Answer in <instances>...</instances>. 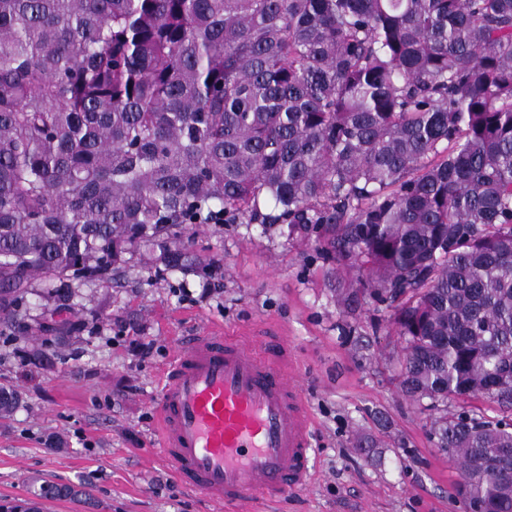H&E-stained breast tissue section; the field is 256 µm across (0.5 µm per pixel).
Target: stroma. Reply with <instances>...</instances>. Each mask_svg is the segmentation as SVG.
<instances>
[{
	"instance_id": "35a3bbf8",
	"label": "stroma",
	"mask_w": 512,
	"mask_h": 512,
	"mask_svg": "<svg viewBox=\"0 0 512 512\" xmlns=\"http://www.w3.org/2000/svg\"><path fill=\"white\" fill-rule=\"evenodd\" d=\"M189 235L172 244L181 270L161 275L159 250L143 246L120 279L76 289L67 335L39 280L23 303L25 332L0 324V386L22 396L0 419V503L29 498L39 478L86 492L43 512H215L162 455L155 413L181 340L209 325L286 337L315 417L312 483L256 512H464L459 469L430 426L445 410L497 417L498 405L408 397L391 309L365 296L347 305L353 274L336 271L321 242L238 219ZM36 349L46 361H31Z\"/></svg>"
}]
</instances>
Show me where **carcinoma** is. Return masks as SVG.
Segmentation results:
<instances>
[{
  "instance_id": "1",
  "label": "carcinoma",
  "mask_w": 512,
  "mask_h": 512,
  "mask_svg": "<svg viewBox=\"0 0 512 512\" xmlns=\"http://www.w3.org/2000/svg\"><path fill=\"white\" fill-rule=\"evenodd\" d=\"M238 217L368 264L408 396L512 410V0H0V322L38 277L60 315L134 248L174 271L190 225ZM19 404L0 387V418ZM430 434L466 512H512V419Z\"/></svg>"
}]
</instances>
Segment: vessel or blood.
Returning <instances> with one entry per match:
<instances>
[{"mask_svg":"<svg viewBox=\"0 0 512 512\" xmlns=\"http://www.w3.org/2000/svg\"><path fill=\"white\" fill-rule=\"evenodd\" d=\"M260 357L247 336L199 331L179 347L156 402L158 439L181 484L215 505L250 495L276 502L314 476L313 419L281 361L286 345Z\"/></svg>","mask_w":512,"mask_h":512,"instance_id":"obj_1","label":"vessel or blood"}]
</instances>
